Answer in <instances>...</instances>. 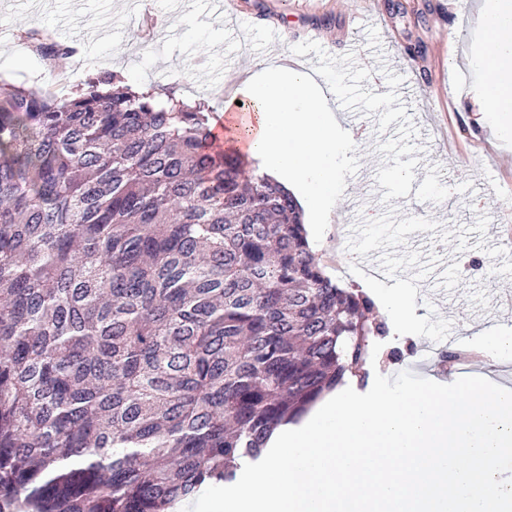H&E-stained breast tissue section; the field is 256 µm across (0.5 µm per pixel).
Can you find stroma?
I'll list each match as a JSON object with an SVG mask.
<instances>
[{"label": "stroma", "mask_w": 512, "mask_h": 512, "mask_svg": "<svg viewBox=\"0 0 512 512\" xmlns=\"http://www.w3.org/2000/svg\"><path fill=\"white\" fill-rule=\"evenodd\" d=\"M126 0H0V84L50 90L84 86L103 71L128 85L174 91L201 100L213 118L224 107L225 76L245 66L278 61L294 52L319 63L318 82L353 112L382 118V130L337 159L350 191L334 208L329 230L312 248L326 273L339 277L351 260L331 247L332 230L344 225L361 196L355 183L370 170L392 182V196L373 200L380 215L354 240V251H382L390 268L385 283L413 292L418 302L417 352L395 364L367 362L391 377L408 370L428 377L437 365L432 344L460 348L481 318L512 332V314L501 312L498 293L512 291V267L499 260L512 252V238L494 234L501 213L512 210V144L488 141L485 110L475 94L478 72L461 60L475 39L468 11L455 0H236L243 21L227 24L213 0H138L156 26L150 38L126 12ZM111 15L109 38L95 27ZM40 24L54 40L76 45L65 72L29 48L25 39ZM285 38L268 41L267 28ZM385 60L387 83L377 86L359 65L361 56ZM438 142L428 167L414 172L411 154L423 136ZM407 174L395 183V173Z\"/></svg>", "instance_id": "obj_1"}]
</instances>
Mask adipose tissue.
<instances>
[{
  "mask_svg": "<svg viewBox=\"0 0 512 512\" xmlns=\"http://www.w3.org/2000/svg\"><path fill=\"white\" fill-rule=\"evenodd\" d=\"M483 52L479 64L486 81L482 98L492 118L495 141L512 139V0H482L473 19ZM245 88L257 106L233 137L237 149L259 162L265 172L291 190L320 233L322 214L344 199L346 187L335 160L355 139L313 78L282 65L249 76Z\"/></svg>",
  "mask_w": 512,
  "mask_h": 512,
  "instance_id": "obj_1",
  "label": "adipose tissue"
}]
</instances>
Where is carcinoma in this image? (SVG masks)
<instances>
[{
  "instance_id": "cac0c4a2",
  "label": "carcinoma",
  "mask_w": 512,
  "mask_h": 512,
  "mask_svg": "<svg viewBox=\"0 0 512 512\" xmlns=\"http://www.w3.org/2000/svg\"><path fill=\"white\" fill-rule=\"evenodd\" d=\"M375 310L204 103L116 72L0 88V512H171L235 480L368 359L414 354Z\"/></svg>"
}]
</instances>
